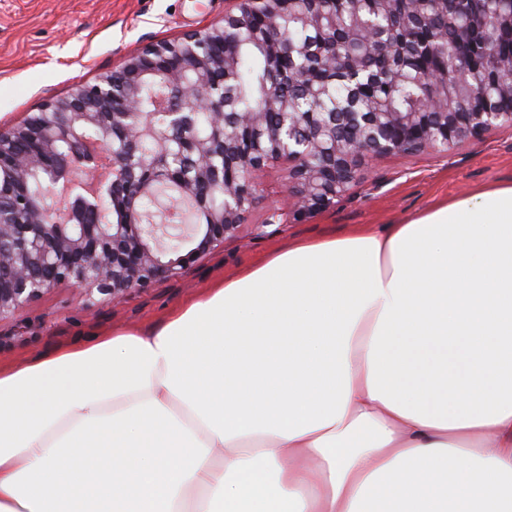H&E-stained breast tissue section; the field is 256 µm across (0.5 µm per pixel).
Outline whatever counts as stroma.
Here are the masks:
<instances>
[{
  "mask_svg": "<svg viewBox=\"0 0 512 512\" xmlns=\"http://www.w3.org/2000/svg\"><path fill=\"white\" fill-rule=\"evenodd\" d=\"M231 0H0V128L94 83L129 56L223 18ZM259 197L242 239L225 241L182 276L161 280L117 302L86 309L67 285L0 317V366L20 368L59 346L88 345L98 336L164 324L168 315L213 283L234 276L270 251L299 238L346 235L361 227L405 223L444 199L512 183V129L464 142L444 153L391 156L365 168L335 208L300 221L263 225L268 205L291 209L287 171L257 172Z\"/></svg>",
  "mask_w": 512,
  "mask_h": 512,
  "instance_id": "1",
  "label": "stroma"
}]
</instances>
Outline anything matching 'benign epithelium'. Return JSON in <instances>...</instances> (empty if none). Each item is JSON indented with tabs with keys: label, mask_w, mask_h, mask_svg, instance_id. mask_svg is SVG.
<instances>
[{
	"label": "benign epithelium",
	"mask_w": 512,
	"mask_h": 512,
	"mask_svg": "<svg viewBox=\"0 0 512 512\" xmlns=\"http://www.w3.org/2000/svg\"><path fill=\"white\" fill-rule=\"evenodd\" d=\"M342 2L338 12L335 0H235L220 21L160 41L96 83H77L19 125L1 129L0 316L62 284L81 290L90 308L181 276L224 241L239 238L257 200L254 174L275 163L288 165L287 193L296 210L272 209L255 225L258 233L334 207L370 160L446 152L512 128V112L497 110L498 98L512 95V64L497 65L489 87L468 84L467 70L429 71L421 75L426 94L408 112L365 108L355 89L341 112L293 111L282 83L301 86L317 101L325 90L323 71L360 73L371 61L379 65V79L394 84L416 53L412 33L434 29L429 0H406L408 10L383 35L363 17L365 0ZM446 2L461 44L474 30L490 45L500 29L512 30V0H480L482 9L460 22L458 0ZM291 19L317 40L290 41ZM202 32L223 51L199 54L192 43ZM252 41L273 62L296 57L301 65L272 72L258 111L230 112L218 87L233 78L239 57L227 43ZM148 83L178 87V98L165 101L164 123L140 104ZM171 158L180 163L168 169L172 188L192 205L197 224L144 223L143 201L156 199L151 172ZM103 160L112 165L111 219L81 193L54 207L55 191L75 168L91 175ZM33 168L49 174L35 193L28 181Z\"/></svg>",
	"instance_id": "1"
}]
</instances>
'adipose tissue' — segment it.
Here are the masks:
<instances>
[{
	"label": "adipose tissue",
	"mask_w": 512,
	"mask_h": 512,
	"mask_svg": "<svg viewBox=\"0 0 512 512\" xmlns=\"http://www.w3.org/2000/svg\"><path fill=\"white\" fill-rule=\"evenodd\" d=\"M0 512H512V183L0 368Z\"/></svg>",
	"instance_id": "obj_1"
}]
</instances>
